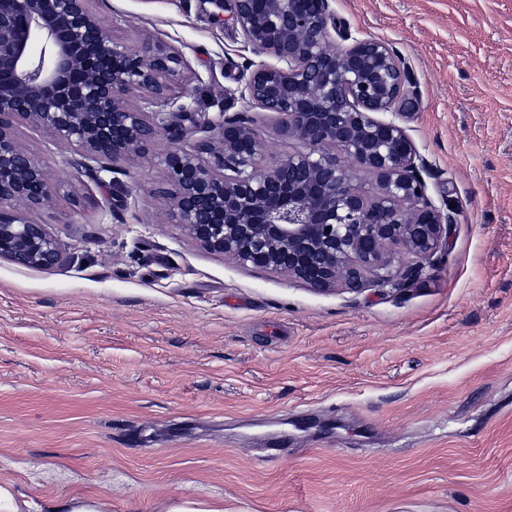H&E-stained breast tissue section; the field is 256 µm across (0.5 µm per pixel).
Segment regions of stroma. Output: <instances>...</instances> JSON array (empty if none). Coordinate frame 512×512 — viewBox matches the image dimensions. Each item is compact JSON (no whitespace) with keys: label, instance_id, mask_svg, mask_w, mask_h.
Returning <instances> with one entry per match:
<instances>
[{"label":"stroma","instance_id":"obj_1","mask_svg":"<svg viewBox=\"0 0 512 512\" xmlns=\"http://www.w3.org/2000/svg\"><path fill=\"white\" fill-rule=\"evenodd\" d=\"M93 6L182 52L196 138L225 111L264 160L296 149L241 99L261 57L232 22L200 0ZM330 8L408 68L399 123L446 241L405 290L319 294L170 223L165 143L74 181L73 151L17 126L59 185L34 219L69 258L0 259V512H512V0Z\"/></svg>","mask_w":512,"mask_h":512}]
</instances>
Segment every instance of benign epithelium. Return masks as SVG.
<instances>
[{"instance_id": "7a95c632", "label": "benign epithelium", "mask_w": 512, "mask_h": 512, "mask_svg": "<svg viewBox=\"0 0 512 512\" xmlns=\"http://www.w3.org/2000/svg\"><path fill=\"white\" fill-rule=\"evenodd\" d=\"M228 1L245 46L272 59L251 70L241 97L276 116L298 144L266 165L242 116L210 123L215 136L183 146L198 113L181 105L171 121L149 115L174 104L179 50L114 38L92 0H0L1 259L40 268L65 260L46 225L30 218L56 192L48 167L16 139L17 125L33 123L100 172L107 161L145 157L166 138L171 223L238 264L285 273L319 293H358L368 283L398 291L419 274L448 225L397 123L415 108L402 60L382 41L336 45L331 31L341 27L329 0H207L218 18ZM134 92L140 107L128 105ZM357 171L376 175L375 192L360 188Z\"/></svg>"}]
</instances>
